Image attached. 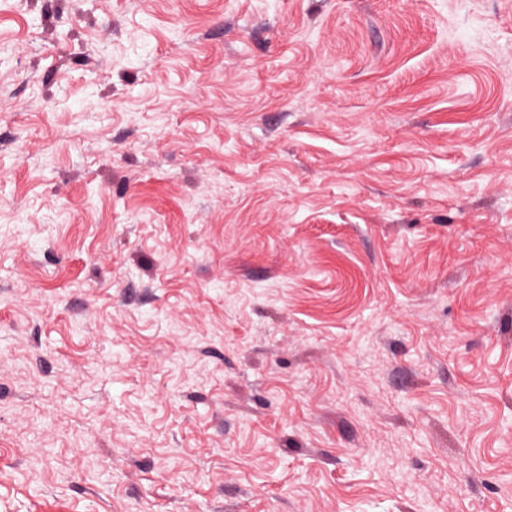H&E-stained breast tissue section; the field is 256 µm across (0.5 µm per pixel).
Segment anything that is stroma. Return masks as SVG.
<instances>
[{
	"label": "stroma",
	"mask_w": 512,
	"mask_h": 512,
	"mask_svg": "<svg viewBox=\"0 0 512 512\" xmlns=\"http://www.w3.org/2000/svg\"><path fill=\"white\" fill-rule=\"evenodd\" d=\"M0 512H512V0H0Z\"/></svg>",
	"instance_id": "1"
}]
</instances>
